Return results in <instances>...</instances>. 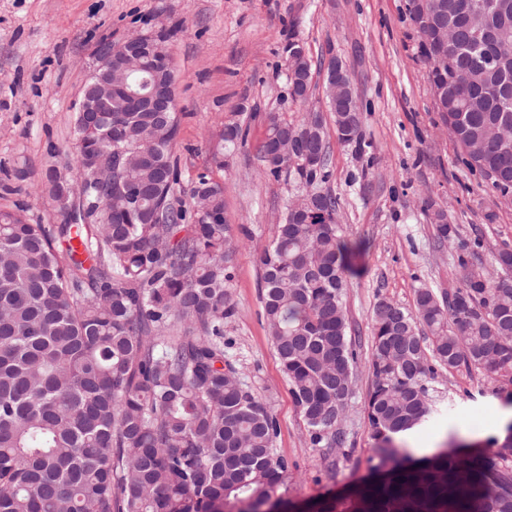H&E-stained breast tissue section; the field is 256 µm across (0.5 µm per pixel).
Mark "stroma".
I'll return each mask as SVG.
<instances>
[{
	"label": "stroma",
	"mask_w": 512,
	"mask_h": 512,
	"mask_svg": "<svg viewBox=\"0 0 512 512\" xmlns=\"http://www.w3.org/2000/svg\"><path fill=\"white\" fill-rule=\"evenodd\" d=\"M406 0H0V208H21L32 223L58 225L46 174L66 169L74 117L105 41L133 33H169L181 116L173 156L179 197L189 201L198 174L224 185L225 218L238 239L230 292L235 317L224 324L225 351L258 399L276 415L275 446L289 463L280 499L302 504L339 492L370 472L376 444L364 402L370 386L371 324L377 299L413 310L415 291L442 293L460 278L457 256L496 275L494 257L512 248V200L485 187L461 160L433 105L429 66ZM313 63L337 57L347 65L365 106L360 141L342 142L333 119L324 131L339 199L342 236L357 245L348 276L349 336L358 360L353 395L341 423L343 448L312 446L262 318L259 257L301 194L292 176L267 174L256 155L265 115L301 118L306 106L288 95L280 47L288 35ZM250 128L246 146H222L232 118ZM446 211L456 228L438 241L426 206ZM482 248H473L475 238ZM438 391L455 409L410 433L411 448L434 451L450 438L484 444L506 429L499 407L506 393L483 376L440 372Z\"/></svg>",
	"instance_id": "obj_1"
}]
</instances>
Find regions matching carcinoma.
Wrapping results in <instances>:
<instances>
[{"label": "carcinoma", "mask_w": 512, "mask_h": 512, "mask_svg": "<svg viewBox=\"0 0 512 512\" xmlns=\"http://www.w3.org/2000/svg\"><path fill=\"white\" fill-rule=\"evenodd\" d=\"M467 32L431 85L447 86L441 116L462 162L502 198L512 197V0H406ZM288 94H312V60L295 37L282 47ZM325 68V104L345 141L360 116L336 111ZM467 72L471 94L450 86ZM119 99L91 132L75 117L73 158L85 197L58 228L0 209V512H260L288 472L276 417L241 380L224 350L234 248L224 186L203 174L188 205L176 196L172 159L179 115L148 126L132 115L112 127ZM256 154L269 173L294 175L305 192L287 204L259 258L263 317L294 403L315 447L340 448L353 393L345 288L353 248L338 235L339 200L328 181L322 117L265 115ZM249 126L224 125L221 141L248 142ZM300 145L296 161L269 142ZM112 156V182L96 180L78 141ZM65 240L61 250L57 242ZM500 277L458 256L460 286L415 293L414 311L374 307L366 413L376 441L372 470L349 494L314 500L316 512H512V443L493 438L464 454L395 443L453 402L435 399L438 371L484 373L512 386V250ZM427 333H422V330Z\"/></svg>", "instance_id": "cac0c4a2"}]
</instances>
